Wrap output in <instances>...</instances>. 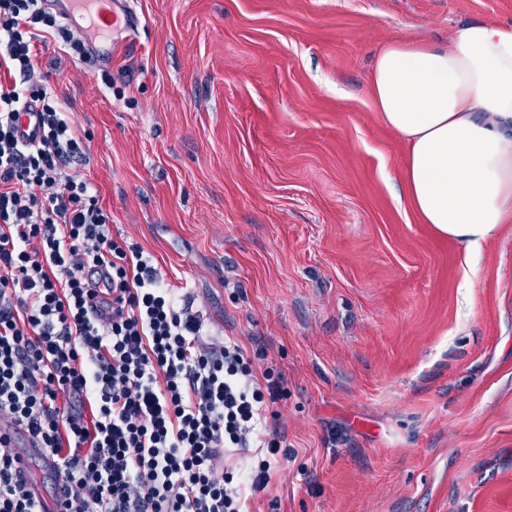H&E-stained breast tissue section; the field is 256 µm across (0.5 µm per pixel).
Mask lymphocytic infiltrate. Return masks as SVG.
Listing matches in <instances>:
<instances>
[{
	"mask_svg": "<svg viewBox=\"0 0 512 512\" xmlns=\"http://www.w3.org/2000/svg\"><path fill=\"white\" fill-rule=\"evenodd\" d=\"M42 27L93 57L46 0H0V420L41 439L64 512H243L290 453L263 426L283 382L259 383L235 341L204 337L151 257L113 239L71 172L87 146L40 69ZM28 107L35 141L18 136ZM16 461L1 435L0 512H50Z\"/></svg>",
	"mask_w": 512,
	"mask_h": 512,
	"instance_id": "1",
	"label": "lymphocytic infiltrate"
}]
</instances>
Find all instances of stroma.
<instances>
[{
    "mask_svg": "<svg viewBox=\"0 0 512 512\" xmlns=\"http://www.w3.org/2000/svg\"><path fill=\"white\" fill-rule=\"evenodd\" d=\"M124 2L136 52L49 83L113 237L283 380L292 456L248 512H512V223L473 260L421 223L369 88L512 0Z\"/></svg>",
    "mask_w": 512,
    "mask_h": 512,
    "instance_id": "35a3bbf8",
    "label": "stroma"
}]
</instances>
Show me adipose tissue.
<instances>
[{"label":"adipose tissue","instance_id":"obj_1","mask_svg":"<svg viewBox=\"0 0 512 512\" xmlns=\"http://www.w3.org/2000/svg\"><path fill=\"white\" fill-rule=\"evenodd\" d=\"M372 103L407 144L408 196L422 223L466 250L512 221V26L473 23L449 46H386Z\"/></svg>","mask_w":512,"mask_h":512}]
</instances>
